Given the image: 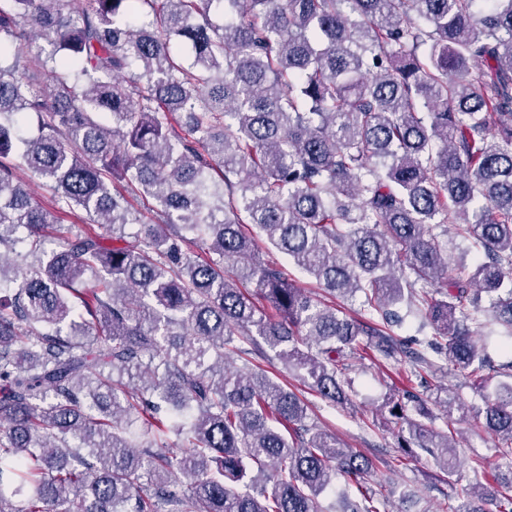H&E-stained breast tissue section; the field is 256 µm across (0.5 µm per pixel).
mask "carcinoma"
I'll return each mask as SVG.
<instances>
[{
	"instance_id": "cac0c4a2",
	"label": "carcinoma",
	"mask_w": 512,
	"mask_h": 512,
	"mask_svg": "<svg viewBox=\"0 0 512 512\" xmlns=\"http://www.w3.org/2000/svg\"><path fill=\"white\" fill-rule=\"evenodd\" d=\"M213 2L0 0V512H322L338 478V512H380L371 461L280 382L347 407L367 351L409 359L405 455L458 471L412 391L467 415L424 376L447 370L512 471V361L490 387L474 340L489 314L512 337V0H224L220 25ZM36 39L50 50L26 55ZM450 226L473 268L449 269ZM408 317L433 329L421 350L394 336ZM496 483L451 512H512V476ZM260 256L264 259H277V261L284 268L285 272L288 274V277L292 279V281L297 285V287L302 288L307 293H312L321 296V291L316 287L315 281L313 279L308 278L304 274H302L297 268L288 263V260L283 256L279 255L275 251H268L264 247H262L260 251Z\"/></svg>"
}]
</instances>
